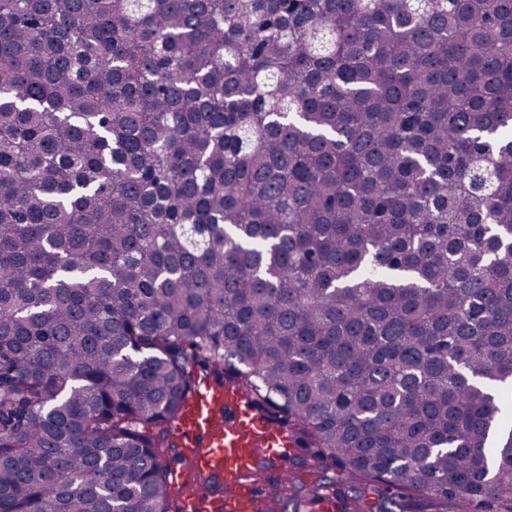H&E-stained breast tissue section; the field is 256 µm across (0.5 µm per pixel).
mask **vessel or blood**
<instances>
[{"mask_svg":"<svg viewBox=\"0 0 512 512\" xmlns=\"http://www.w3.org/2000/svg\"><path fill=\"white\" fill-rule=\"evenodd\" d=\"M182 459L174 484L187 486L180 512H254L263 465L284 464L291 446L286 427L249 408L231 385L199 382L171 425Z\"/></svg>","mask_w":512,"mask_h":512,"instance_id":"1","label":"vessel or blood"}]
</instances>
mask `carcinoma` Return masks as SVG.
I'll list each match as a JSON object with an SVG mask.
<instances>
[{
  "label": "carcinoma",
  "instance_id": "1",
  "mask_svg": "<svg viewBox=\"0 0 512 512\" xmlns=\"http://www.w3.org/2000/svg\"><path fill=\"white\" fill-rule=\"evenodd\" d=\"M202 376L512 512V0H0V512H178Z\"/></svg>",
  "mask_w": 512,
  "mask_h": 512
}]
</instances>
